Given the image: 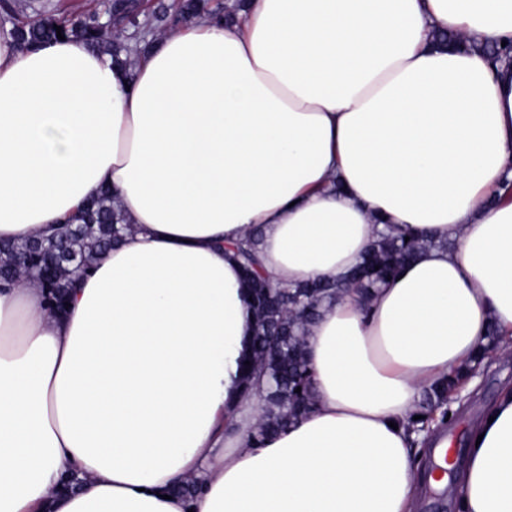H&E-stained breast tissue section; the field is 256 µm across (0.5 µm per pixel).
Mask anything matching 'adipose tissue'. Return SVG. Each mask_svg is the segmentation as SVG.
Listing matches in <instances>:
<instances>
[{
    "label": "adipose tissue",
    "mask_w": 512,
    "mask_h": 512,
    "mask_svg": "<svg viewBox=\"0 0 512 512\" xmlns=\"http://www.w3.org/2000/svg\"><path fill=\"white\" fill-rule=\"evenodd\" d=\"M512 0H248L134 66L0 33V242L112 188L127 229L63 312L0 288V512H416L425 389L497 330L512 351ZM434 239L310 324L315 406L256 444L255 316L225 243L275 282L333 280L384 225ZM460 512H512V384L469 432ZM192 485L191 495L178 492Z\"/></svg>",
    "instance_id": "obj_1"
}]
</instances>
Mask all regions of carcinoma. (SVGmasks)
I'll list each match as a JSON object with an SVG mask.
<instances>
[{"mask_svg":"<svg viewBox=\"0 0 512 512\" xmlns=\"http://www.w3.org/2000/svg\"><path fill=\"white\" fill-rule=\"evenodd\" d=\"M25 0H0V27L9 33L23 48H35L57 39L56 27L62 36L78 38L87 45L99 49L119 62L123 47L118 42V25L138 19L127 14V4L102 0L93 10L69 12L57 9L51 13L27 12ZM242 8L236 0L227 7V13L207 9L204 0H181L169 24L176 26L199 14L214 18L230 17V13ZM126 228L122 214L115 208L112 192H103L96 201L86 206L74 218V223L63 229L66 250L81 261L79 269L62 262L50 277V284L42 291L48 308L56 311L65 306L74 278L86 271L96 255L121 238ZM34 241L0 248V282L18 280L12 268V254L16 250H28ZM435 245L432 240L418 239L393 229L382 232L365 252L361 262L346 274L332 281H318L288 286L276 283L260 272L257 237L232 247L233 258L246 275L252 298L251 306L256 315V327L251 341L252 359L243 368L245 390L253 382H265V394L260 406V421L254 439L261 443L268 436L285 429L299 416L314 407L311 391V372L304 349V338L309 323L315 319L327 301L335 299L343 291L353 287L363 298L373 289L395 277L405 263L423 249ZM278 332L281 346L276 351L267 348L265 336ZM301 392H296V389ZM462 376L455 374L424 391V401L416 415L420 419L413 424L430 425L436 419H445L449 412V397L459 396Z\"/></svg>","mask_w":512,"mask_h":512,"instance_id":"carcinoma-1","label":"carcinoma"}]
</instances>
